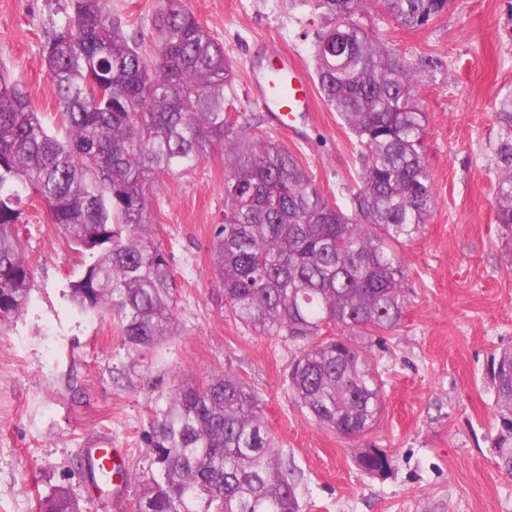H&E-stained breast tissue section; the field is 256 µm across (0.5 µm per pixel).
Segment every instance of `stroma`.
<instances>
[{"label":"stroma","mask_w":512,"mask_h":512,"mask_svg":"<svg viewBox=\"0 0 512 512\" xmlns=\"http://www.w3.org/2000/svg\"><path fill=\"white\" fill-rule=\"evenodd\" d=\"M66 0H0V64L45 125L58 102L41 64L49 26ZM127 30L151 36L159 0H110ZM224 45L235 70L230 119L253 125L310 170L324 197L347 207L359 169L354 135L316 99L314 121L281 134L254 125L251 73L291 55L314 75L321 24L288 0H187ZM354 19L409 61L431 57L418 98L427 116L423 154L437 206L420 234L397 248L410 299L399 328L371 348L384 389L378 424L349 440L319 428L295 402L288 373L297 348L235 321L213 270L224 221V156L207 155L161 176L150 197L154 240L170 257L175 331L136 354L117 314L84 312L68 298L85 264L45 206L20 194L15 226L32 291L19 317L0 326V512H37L39 495L62 487L82 512H134L138 480L151 466L147 436L158 409L186 382L228 372L261 399L264 420L298 486L301 512H512V476L491 446L492 354L512 347V255L495 222V99L512 88V0H454L421 29L401 26L376 0ZM122 448L129 475L120 495L91 481L87 455ZM357 448L394 457L382 478L361 471Z\"/></svg>","instance_id":"stroma-1"}]
</instances>
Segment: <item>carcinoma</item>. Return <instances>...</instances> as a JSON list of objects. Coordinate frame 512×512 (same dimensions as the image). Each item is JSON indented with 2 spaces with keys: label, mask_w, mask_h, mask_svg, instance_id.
Here are the masks:
<instances>
[{
  "label": "carcinoma",
  "mask_w": 512,
  "mask_h": 512,
  "mask_svg": "<svg viewBox=\"0 0 512 512\" xmlns=\"http://www.w3.org/2000/svg\"><path fill=\"white\" fill-rule=\"evenodd\" d=\"M323 24L314 45L319 92L359 147L350 211L330 203L309 170L279 143L237 128L225 112L234 69L224 46L186 0H161L152 35L129 33L108 0H69L43 49L58 99L51 134L10 73L0 69V323L31 293L17 235L16 187L46 206L62 238L94 256L69 285L84 311L116 312L134 352L174 333L176 284L153 244L148 211L161 174L191 171L224 149V224L213 264L234 319L300 350L288 375L299 407L342 438L369 432L384 394L370 344L395 331L408 308L396 246L417 236L437 199L422 154L426 113L412 64L352 21L363 0H291ZM451 0H382L409 29ZM495 221L512 247V91L496 106ZM493 447L512 476V348L492 355ZM149 476L135 512H299L260 399L239 377L187 383L156 414ZM362 471L386 476L393 459L357 448ZM38 512H82L67 490L39 497Z\"/></svg>",
  "instance_id": "1"
}]
</instances>
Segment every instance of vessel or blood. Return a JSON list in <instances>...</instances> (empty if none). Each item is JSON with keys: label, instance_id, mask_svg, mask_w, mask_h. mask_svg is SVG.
I'll use <instances>...</instances> for the list:
<instances>
[{"label": "vessel or blood", "instance_id": "b4317fda", "mask_svg": "<svg viewBox=\"0 0 512 512\" xmlns=\"http://www.w3.org/2000/svg\"><path fill=\"white\" fill-rule=\"evenodd\" d=\"M251 86L276 130H288L297 113H308L311 108L312 90L308 78L287 56H279L274 77H253Z\"/></svg>", "mask_w": 512, "mask_h": 512}]
</instances>
